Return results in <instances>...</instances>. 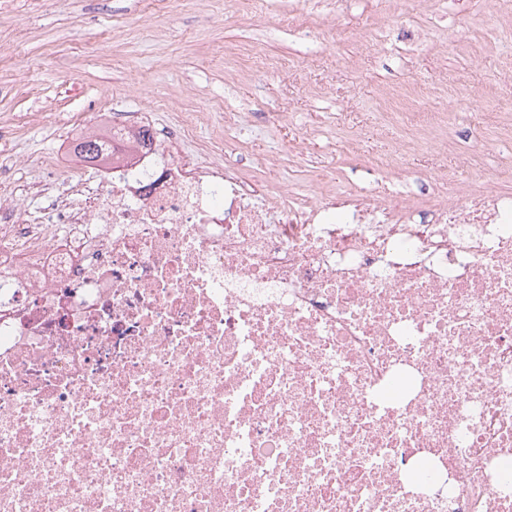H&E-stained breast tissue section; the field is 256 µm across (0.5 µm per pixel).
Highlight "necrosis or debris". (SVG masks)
I'll list each match as a JSON object with an SVG mask.
<instances>
[{"instance_id": "4bbe7bcc", "label": "necrosis or debris", "mask_w": 512, "mask_h": 512, "mask_svg": "<svg viewBox=\"0 0 512 512\" xmlns=\"http://www.w3.org/2000/svg\"><path fill=\"white\" fill-rule=\"evenodd\" d=\"M112 126L96 187L0 194V512H512L511 162L261 194Z\"/></svg>"}]
</instances>
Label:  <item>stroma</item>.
<instances>
[{
	"mask_svg": "<svg viewBox=\"0 0 512 512\" xmlns=\"http://www.w3.org/2000/svg\"><path fill=\"white\" fill-rule=\"evenodd\" d=\"M392 0H337L327 23L314 0H0V124L17 167L59 182L67 167L41 168L63 151L57 113L96 104L148 112L161 126L195 120V157L223 134L225 112L246 115L226 153L260 185L313 196L326 172L338 192L375 189L367 165L397 155L392 190L424 198L441 174L496 182L512 136L491 125L512 118V23L495 0H427L394 16ZM306 18L305 29L292 25ZM448 112L451 146L405 148L430 113ZM487 130L479 167L461 165L470 129ZM276 157L273 167L257 160Z\"/></svg>",
	"mask_w": 512,
	"mask_h": 512,
	"instance_id": "obj_1",
	"label": "stroma"
}]
</instances>
